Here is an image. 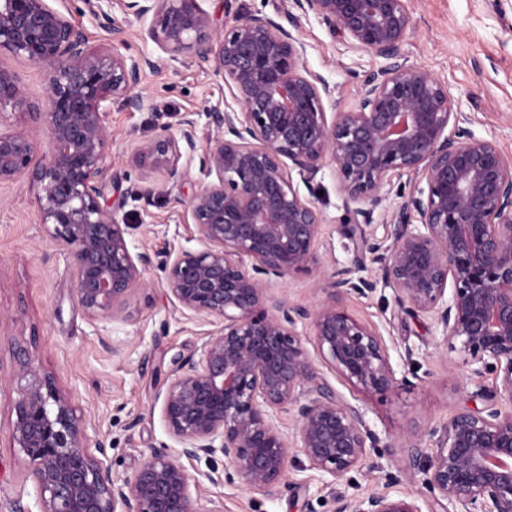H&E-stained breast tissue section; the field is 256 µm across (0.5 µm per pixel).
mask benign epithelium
<instances>
[{"instance_id": "obj_1", "label": "benign epithelium", "mask_w": 512, "mask_h": 512, "mask_svg": "<svg viewBox=\"0 0 512 512\" xmlns=\"http://www.w3.org/2000/svg\"><path fill=\"white\" fill-rule=\"evenodd\" d=\"M139 20L154 18L148 36L175 58L213 62L238 109H211L215 130L200 157L210 181L186 202L201 250L167 255L173 303L215 329L198 357L173 358L174 378L161 407L177 448L151 451L123 477L112 475L107 450L88 446L87 428L52 376L16 342L12 439L27 460L35 502L11 512H224L203 509L202 494L183 460H205L214 485L239 480L265 494L288 468L289 442L277 420L293 411L299 451L309 467L335 481L363 466L379 438L364 414L316 382V366L298 326L310 329L321 359L359 391L388 392L399 379L381 335L342 304L372 290L365 278L335 273L333 300L290 305L273 281L309 270L324 218L302 198L292 173L314 186L333 167L345 225L381 264L397 302L442 326L469 355L470 378L495 376L482 391L486 407L459 409L441 428L437 448L410 466L445 512H512V157L463 129L448 87L405 61L412 27L408 0H292L277 18L232 10L216 33L200 0H122ZM313 14L352 46L386 64L367 74L357 106L327 117L329 86L303 66L304 44L293 34L298 15ZM49 67L47 111L30 101L16 75L0 67V185L21 177L36 190L41 223L67 248L80 307L92 320L128 319V297L143 286L149 253L132 254L129 225L101 206L110 151L107 117L135 93L149 60L118 48L89 46L84 32L50 0H0V53ZM44 122L48 154L34 161L30 124ZM181 138L159 137L136 158L183 180V151L196 149L195 120ZM415 177L387 239L367 227L383 208L395 176ZM223 459L224 466L218 465ZM334 512H421L416 500L374 492L335 499Z\"/></svg>"}]
</instances>
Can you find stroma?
<instances>
[{
  "instance_id": "stroma-1",
  "label": "stroma",
  "mask_w": 512,
  "mask_h": 512,
  "mask_svg": "<svg viewBox=\"0 0 512 512\" xmlns=\"http://www.w3.org/2000/svg\"><path fill=\"white\" fill-rule=\"evenodd\" d=\"M52 5L71 14L91 47L117 44L123 54L154 63L138 87L140 109L120 100L112 104L107 120L112 144L101 199L131 224V252H148L153 262L143 275L145 288L128 300L127 322L90 320L78 304L69 254L52 225L41 222L28 180L0 186V512H9L10 501L32 500L27 463L10 437L12 340L31 343L36 364L53 376L84 417L90 441L105 444L113 473L122 476L134 471L151 449L169 443L160 406L172 380L171 360L196 354L212 329L205 320L176 309L164 260L170 248L201 247L185 216V203L206 183L198 156L212 135L206 114L230 103L228 88L213 63L164 53L145 36L143 24L124 12L121 0H112L111 29L83 10L80 0H52ZM408 6L413 21L404 44L408 62L447 85L465 118L464 128L512 156V0H408ZM297 36L305 45V69L330 87L326 111L354 108L365 74L382 66V59L349 48L312 16L301 17ZM0 66L18 77L31 101L45 104V66L9 54L0 56ZM188 112L197 120V151L181 159L186 180L173 182L160 170L144 173L136 155L159 137H180ZM144 184L151 187L150 195H131V187ZM297 190L320 208L325 226L316 264L278 281L277 293L309 307L327 300L323 284L334 272L348 269L353 277L373 281V290L345 296L344 305L377 329L397 375L413 376L414 381L382 396L367 394L319 365L322 380L363 412L381 441L361 468L336 483L311 469L297 451L289 458L285 478L268 496L251 493L239 482L212 485L202 462L188 463V473L199 483L203 499L223 500L224 512H333L335 497L359 499L378 491L413 496L422 512H443L410 467L403 443L418 439L424 452L432 453L437 445L432 430L457 409L483 408L477 391L494 389L495 379H470L460 342L448 340L430 319L399 306L378 264L360 239L347 233L331 168H324L314 189L301 184ZM358 257L363 260L359 268L354 265Z\"/></svg>"
}]
</instances>
